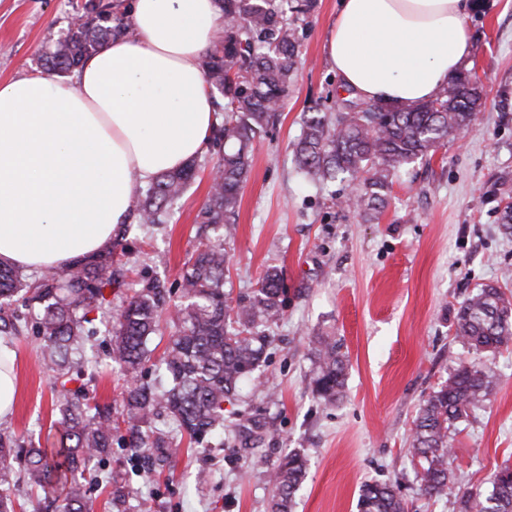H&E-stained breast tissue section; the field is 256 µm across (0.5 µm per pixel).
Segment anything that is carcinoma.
<instances>
[{
  "mask_svg": "<svg viewBox=\"0 0 512 512\" xmlns=\"http://www.w3.org/2000/svg\"><path fill=\"white\" fill-rule=\"evenodd\" d=\"M224 25L202 60L207 81L216 89L217 112L224 123L217 139L224 143L214 168L222 181L211 185L198 214V233L220 231L199 246L184 263L181 286L185 302L169 315L174 331L157 363L165 384L142 381L143 366L152 360L148 342L160 329L165 310L161 286L148 281L113 317L108 330L109 354L124 376L121 416L112 407L91 402L83 388L67 384L83 375L89 313L107 303L105 290L119 283L112 247L79 259L63 270H47L33 281L0 263V334L21 333V316L11 307L37 311L33 335L46 369L69 395L59 408V446L22 448L13 436L0 433V485L18 476L59 512H94L78 472L112 452L120 426L129 432L128 451L144 470L173 462L177 449L161 431L144 425L154 417H170L179 431L198 446L209 444L224 429V402L234 399L239 385L252 377L273 337L258 329L283 312V275L268 270L248 302L233 306L224 293V233L240 205V191L250 173L254 141L266 133L283 108L294 83L302 41L317 0H221ZM123 3L77 27L42 55L45 70L59 74L77 68L108 40L131 34ZM481 107L480 78L460 75L435 98L412 107L346 99L336 114L311 113L294 144L298 170L313 182L337 180L355 190L350 208L382 213L392 178L417 159L432 158L448 137L470 129ZM197 163L160 174L137 201L139 224H161L195 179ZM456 337L477 350L495 351L512 344V296L491 285L480 288L460 305ZM317 363L312 391L327 403L344 385L345 363L336 346L320 336L313 341ZM496 383L493 371L460 364L420 408L409 452L420 459L421 481L431 496L448 489L451 429L479 407ZM306 475V460L297 452L280 457L268 470L271 512H291L294 494ZM107 504L111 512H127L133 488L113 477ZM464 512H512V469L495 474L487 491H467ZM359 512H405L402 499L385 482L362 486Z\"/></svg>",
  "mask_w": 512,
  "mask_h": 512,
  "instance_id": "obj_1",
  "label": "carcinoma"
}]
</instances>
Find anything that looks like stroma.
Instances as JSON below:
<instances>
[{
  "label": "stroma",
  "instance_id": "obj_1",
  "mask_svg": "<svg viewBox=\"0 0 512 512\" xmlns=\"http://www.w3.org/2000/svg\"><path fill=\"white\" fill-rule=\"evenodd\" d=\"M80 2L0 0V82L41 72L43 50L64 36ZM473 3L467 69L480 77L485 105L465 136L394 178L383 214L368 219L341 206L346 184L303 178L292 153L305 112L329 110L345 96L322 49L338 0H318L295 83L276 125L254 144L234 233L224 241V290L232 301L249 298L268 267L282 269L283 314L268 328L275 341L259 378L225 403L224 434L210 448L189 447L159 419L156 427L180 450L170 467L140 472L119 447L93 465L92 475L130 479L129 512H268L266 472L292 450L308 460L293 512H358L360 489L373 481L392 485L406 512H461L463 492L488 490L500 469L512 468V346L477 351L455 336L458 308L471 293L494 285L512 295V235L498 224L501 200L512 196V108H501L512 105V0ZM216 159L212 151L200 157V172L167 223H132L119 239L124 284L92 313L96 333L82 377L113 414L123 409V375L109 356L112 317L149 279L166 289L167 308L180 302ZM21 315V335L0 338L19 382L17 408L0 432L47 448L59 437L58 387L32 334L34 314ZM320 333L347 363L344 387L329 405L309 384ZM461 363L492 369L496 385L453 430V478L444 495L432 497L408 451L414 420Z\"/></svg>",
  "mask_w": 512,
  "mask_h": 512
}]
</instances>
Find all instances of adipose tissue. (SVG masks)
Masks as SVG:
<instances>
[{
	"label": "adipose tissue",
	"instance_id": "obj_1",
	"mask_svg": "<svg viewBox=\"0 0 512 512\" xmlns=\"http://www.w3.org/2000/svg\"><path fill=\"white\" fill-rule=\"evenodd\" d=\"M132 36L76 80L0 82V262L29 273L91 257L131 223L136 186L214 146L215 94L201 60L220 0H128ZM470 0H340L323 50L368 101L421 103L467 65Z\"/></svg>",
	"mask_w": 512,
	"mask_h": 512
}]
</instances>
